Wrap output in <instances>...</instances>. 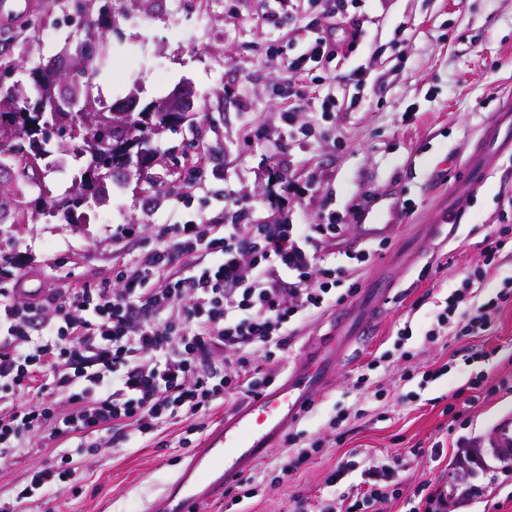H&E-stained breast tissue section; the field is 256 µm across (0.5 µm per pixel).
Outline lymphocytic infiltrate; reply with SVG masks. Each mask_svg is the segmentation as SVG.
<instances>
[{
  "label": "lymphocytic infiltrate",
  "mask_w": 512,
  "mask_h": 512,
  "mask_svg": "<svg viewBox=\"0 0 512 512\" xmlns=\"http://www.w3.org/2000/svg\"><path fill=\"white\" fill-rule=\"evenodd\" d=\"M342 233L333 212L320 224H164L137 255L113 265L114 286L67 288L38 306L18 304L11 289L1 288L0 395L25 389L36 401L0 417V460L23 450L50 420L53 436L70 439L57 451L59 464L44 467L16 501L52 500L58 482L73 479L74 463L101 447L105 434L122 433L135 446L181 415L223 403L227 393L243 388L255 396L269 388L276 377L267 366L284 351L293 324L337 302L335 246ZM506 244L498 234L486 238L482 262L466 269L445 298L426 342L450 335L464 361L494 358L470 340L486 335L512 297V274L500 275L497 293L485 300L474 287L497 273ZM495 392L480 376L455 390L462 408L452 420L463 434L450 476L424 480L407 495L399 456L361 467L344 461L325 478L331 493L319 512H383L398 499L407 512H448L483 497L486 486L474 477L484 475L493 486L498 470L483 453L482 437L466 434L465 412ZM60 395L73 408L57 420L52 404ZM356 467V496L338 492Z\"/></svg>",
  "instance_id": "1"
}]
</instances>
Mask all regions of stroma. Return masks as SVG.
Wrapping results in <instances>:
<instances>
[{"instance_id": "1", "label": "stroma", "mask_w": 512, "mask_h": 512, "mask_svg": "<svg viewBox=\"0 0 512 512\" xmlns=\"http://www.w3.org/2000/svg\"><path fill=\"white\" fill-rule=\"evenodd\" d=\"M104 0H12L13 17L0 21V84H29L30 74L51 67L68 80L81 79L74 53ZM328 0H120L110 33L113 62L97 82L113 99L139 90L142 103L165 98L181 82L194 92L192 117L154 136L162 158L161 185L113 186L106 203L84 210L79 223L40 214L31 194L16 196V174L0 173V198L21 199L18 219L0 223V257L12 258L24 285L72 288L112 281V258L153 236L157 225L176 221L224 223L227 196L241 199L252 224H272L291 215L314 224L322 210L342 215L336 242L343 265L339 293L364 295L371 279L396 283L380 317L361 343L338 364L327 391L300 421L305 437H325V446L295 474L264 484L254 497L203 503L199 512H317L324 479L350 452L360 458L404 452L409 484L440 475L456 432L443 412L455 389L486 371L491 381L512 380V302L474 345L497 349L493 362L451 361L452 337L428 347L430 320L475 265L484 240L500 227L502 194H512V158L503 160L477 191L462 167L469 139L493 118L500 100L512 95V0H357L335 33L343 52L314 71L336 95L333 112L313 106L285 113L280 105L292 77L289 62L302 53L314 30L325 27ZM363 69L367 82L355 88L350 74ZM315 125L317 135L288 144L289 126ZM321 181L313 198L288 193V182ZM395 193L408 211V228L382 242L375 256L354 267L347 257L353 213L361 191ZM468 207L446 242L424 240L422 227L436 220L449 199ZM323 313L299 325L278 364L280 374L303 356L313 337L329 328ZM410 328L406 347L412 365L452 362L448 375L419 389L401 369L380 365L370 372L384 387L378 400L354 387L362 369L393 351L400 328ZM349 415L342 441L326 438L338 411ZM195 420L182 417L140 447L108 444L77 464L51 504L21 502L18 512H149L172 484L191 451L178 441ZM442 441L440 461L416 456V448ZM57 443L48 430L34 433L27 448L0 462V498L53 460Z\"/></svg>"}]
</instances>
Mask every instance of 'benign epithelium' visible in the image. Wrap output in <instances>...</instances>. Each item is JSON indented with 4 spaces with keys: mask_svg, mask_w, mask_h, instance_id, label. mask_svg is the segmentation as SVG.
<instances>
[{
    "mask_svg": "<svg viewBox=\"0 0 512 512\" xmlns=\"http://www.w3.org/2000/svg\"><path fill=\"white\" fill-rule=\"evenodd\" d=\"M164 104L170 106V111L188 118L192 112L193 100L191 91L185 86L175 88ZM148 109L141 106L140 97L131 93L124 99L112 104V117L104 118V127L112 129V134L118 136L120 144L116 147L115 159L112 166L97 176V180L105 184L109 181L126 183L134 176V168H139V178H144L148 168L156 164L158 155L155 150H147L132 138L134 128L130 126L133 118L147 119Z\"/></svg>",
    "mask_w": 512,
    "mask_h": 512,
    "instance_id": "1",
    "label": "benign epithelium"
}]
</instances>
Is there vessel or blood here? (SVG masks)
I'll use <instances>...</instances> for the list:
<instances>
[{
    "mask_svg": "<svg viewBox=\"0 0 512 512\" xmlns=\"http://www.w3.org/2000/svg\"><path fill=\"white\" fill-rule=\"evenodd\" d=\"M512 153V112L502 111L483 128L467 159L469 184L482 186L497 159ZM406 221L398 202L374 211L370 223L359 225V242L393 235ZM381 287L370 288L364 304L337 313L333 340L305 357L271 391L253 398L226 416L210 433L176 481L152 504L151 512H193L199 503L214 498L225 484L261 461L280 434L296 422L324 393L336 368L337 357L359 342L377 319L376 298ZM487 446L501 460L512 462V412L500 416Z\"/></svg>",
    "mask_w": 512,
    "mask_h": 512,
    "instance_id": "obj_1",
    "label": "vessel or blood"
}]
</instances>
